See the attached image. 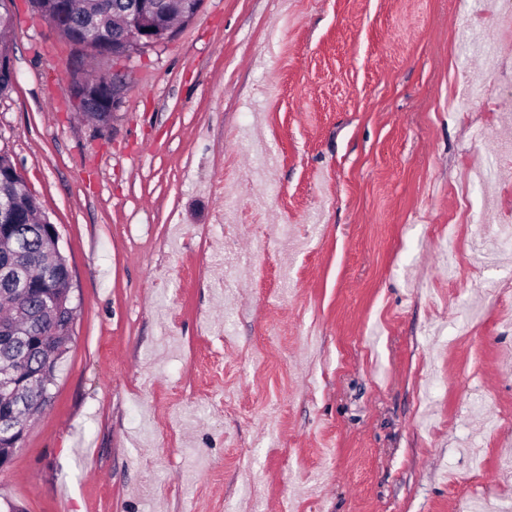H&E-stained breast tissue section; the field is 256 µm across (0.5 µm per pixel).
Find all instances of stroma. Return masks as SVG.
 <instances>
[{"label":"stroma","instance_id":"1","mask_svg":"<svg viewBox=\"0 0 512 512\" xmlns=\"http://www.w3.org/2000/svg\"><path fill=\"white\" fill-rule=\"evenodd\" d=\"M15 12L0 152L57 229L77 316L0 512L512 499V259L487 246L512 222L511 32L478 0H203L124 63L99 133L66 105L87 49ZM473 80L488 101L449 110ZM228 254L252 271L235 288Z\"/></svg>","mask_w":512,"mask_h":512}]
</instances>
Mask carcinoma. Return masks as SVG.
I'll list each match as a JSON object with an SVG mask.
<instances>
[{"instance_id":"cac0c4a2","label":"carcinoma","mask_w":512,"mask_h":512,"mask_svg":"<svg viewBox=\"0 0 512 512\" xmlns=\"http://www.w3.org/2000/svg\"><path fill=\"white\" fill-rule=\"evenodd\" d=\"M28 4L58 38L77 43L89 38L100 56L110 58L112 51L124 48L127 26L142 33L149 28V35L170 40L182 17L197 14L201 0H179V12L172 9V0H28ZM84 80L99 87V97L88 100L78 115L102 130L112 119V99L105 92L112 76ZM23 181L11 156L1 154L0 225L23 228L25 245L17 251L1 246L0 268L27 267L35 274V282L33 288L19 293L0 280V364L13 363L24 380L37 371L55 376L68 352L77 307L72 304L67 260L42 227L46 216Z\"/></svg>"}]
</instances>
